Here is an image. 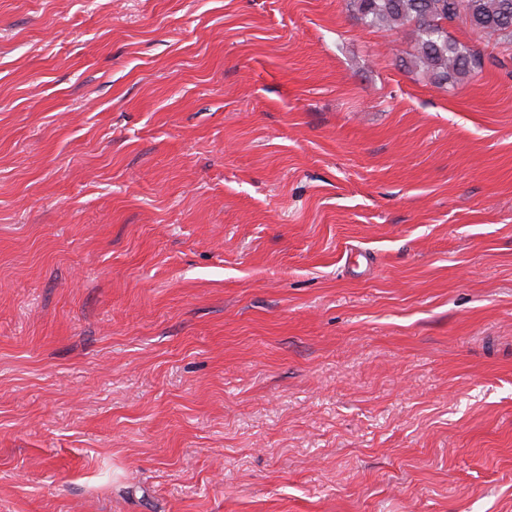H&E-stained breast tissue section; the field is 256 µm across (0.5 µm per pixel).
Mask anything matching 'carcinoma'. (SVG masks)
Instances as JSON below:
<instances>
[{"mask_svg":"<svg viewBox=\"0 0 512 512\" xmlns=\"http://www.w3.org/2000/svg\"><path fill=\"white\" fill-rule=\"evenodd\" d=\"M368 26H414L412 57L442 82L474 68L480 50L448 38V25L464 22L478 32L485 46L512 47V0H350Z\"/></svg>","mask_w":512,"mask_h":512,"instance_id":"cac0c4a2","label":"carcinoma"}]
</instances>
